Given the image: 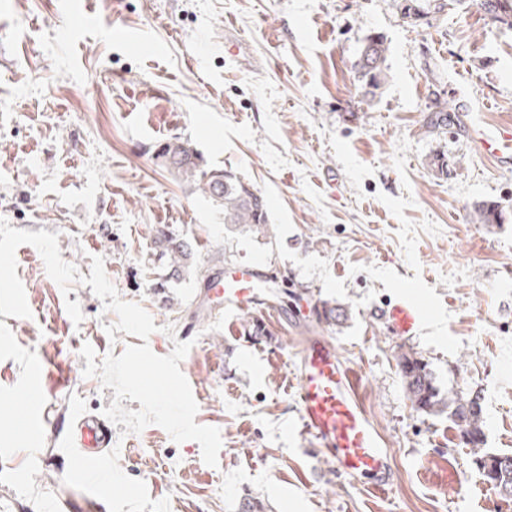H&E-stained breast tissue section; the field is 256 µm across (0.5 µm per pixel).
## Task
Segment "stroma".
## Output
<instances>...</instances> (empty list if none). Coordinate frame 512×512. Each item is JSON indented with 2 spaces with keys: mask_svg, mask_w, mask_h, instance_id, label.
Wrapping results in <instances>:
<instances>
[{
  "mask_svg": "<svg viewBox=\"0 0 512 512\" xmlns=\"http://www.w3.org/2000/svg\"><path fill=\"white\" fill-rule=\"evenodd\" d=\"M0 20V217L57 234L81 275L63 293L35 247L16 251L32 315H0V512H53L67 498L97 512H237L247 495L267 512H512L477 465L512 453V157L474 144L512 123V29L474 5L413 26L396 0H0ZM373 31L390 78L370 100L353 64ZM435 93L459 121L430 135ZM175 136L256 186L271 240L229 231L201 189L169 173L157 153ZM437 149L449 176L427 165ZM481 200L498 201L504 223H473ZM163 230L191 243L192 272L174 278L159 261ZM95 256L121 299L153 317L148 340L107 335L117 317L83 282ZM252 261L287 277L280 315L206 305L198 274ZM163 279L167 304L154 291ZM401 294L425 306L413 336L377 318ZM324 300L347 307L343 327L310 316ZM253 319L267 335L245 333ZM309 336L361 381L390 459L384 492L337 473L300 431ZM178 341L192 344L179 367L195 421L221 432L217 466L158 425L116 426L112 472L90 478L70 429L114 391L84 377L82 345L102 358L145 342L164 356ZM407 350L441 390L480 397L482 446L461 444L447 414L413 408L395 360ZM61 372L71 382L58 388Z\"/></svg>",
  "mask_w": 512,
  "mask_h": 512,
  "instance_id": "obj_1",
  "label": "stroma"
}]
</instances>
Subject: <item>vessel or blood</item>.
Wrapping results in <instances>:
<instances>
[{
    "label": "vessel or blood",
    "instance_id": "obj_1",
    "mask_svg": "<svg viewBox=\"0 0 512 512\" xmlns=\"http://www.w3.org/2000/svg\"><path fill=\"white\" fill-rule=\"evenodd\" d=\"M479 144L484 153L504 157L512 149V127L500 126ZM268 279L258 263L218 269L209 281L207 298L223 301L230 310H247L262 301ZM423 309L413 299L390 304L378 314L395 335H415ZM297 406L303 429L333 459L337 472L368 478L372 486L388 484L391 466L382 434L368 415L353 375L343 366L334 347L322 336L309 337L297 367ZM71 440L91 470L110 462L112 429L105 419L87 416L73 427Z\"/></svg>",
    "mask_w": 512,
    "mask_h": 512
}]
</instances>
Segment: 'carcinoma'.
<instances>
[{"label": "carcinoma", "instance_id": "obj_1", "mask_svg": "<svg viewBox=\"0 0 512 512\" xmlns=\"http://www.w3.org/2000/svg\"><path fill=\"white\" fill-rule=\"evenodd\" d=\"M465 0H398L402 18L416 23L430 21L444 12L461 7ZM476 6L488 17L499 16L512 24V0H477ZM388 46L383 35L368 33L354 62L359 88L363 96L372 100L389 81L387 65ZM456 109L437 95L428 107L423 127L429 134L439 133L455 124ZM168 170L182 183L198 186L224 211V224L232 229H244L256 236L272 239L269 228L267 202L263 195L243 177L227 169L208 168L200 154L186 141L174 137L160 151ZM503 220L501 205L483 200L473 206L476 224H499ZM160 255L167 259L172 274L187 272L193 263L190 243L183 238L161 233L157 240ZM347 319L346 308L323 302L318 308L317 320L329 326L340 327ZM398 369L412 406L426 414L448 412V419L457 427L462 443L473 448L484 444V417L480 398L471 393L448 391L443 394L423 357L413 351L397 355ZM512 455L491 453L480 458L479 466L485 480L505 500H512V467L501 469L497 462Z\"/></svg>", "mask_w": 512, "mask_h": 512}]
</instances>
